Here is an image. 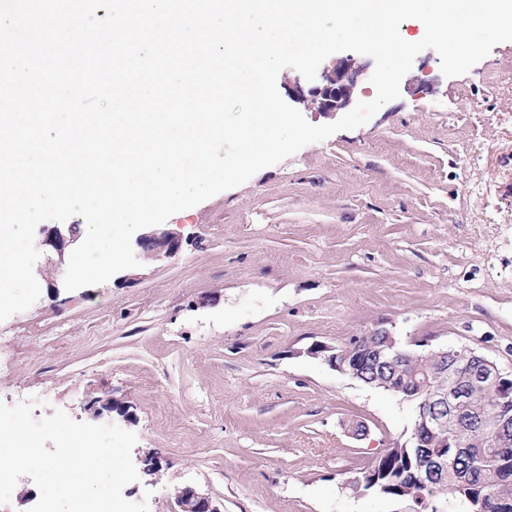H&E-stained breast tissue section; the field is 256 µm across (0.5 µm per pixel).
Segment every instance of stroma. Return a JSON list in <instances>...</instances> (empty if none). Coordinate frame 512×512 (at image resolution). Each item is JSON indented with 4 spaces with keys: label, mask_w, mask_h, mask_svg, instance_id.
<instances>
[{
    "label": "stroma",
    "mask_w": 512,
    "mask_h": 512,
    "mask_svg": "<svg viewBox=\"0 0 512 512\" xmlns=\"http://www.w3.org/2000/svg\"><path fill=\"white\" fill-rule=\"evenodd\" d=\"M410 73L433 91L401 87L364 125L172 215L181 251L136 281L66 290L41 247L39 299L0 321V402L86 422L112 393L128 413L107 424L137 437L124 496L149 512H175L185 486L219 512H410L344 487L409 438L410 405L308 350L384 327L512 371V42L455 77L427 49Z\"/></svg>",
    "instance_id": "obj_1"
}]
</instances>
